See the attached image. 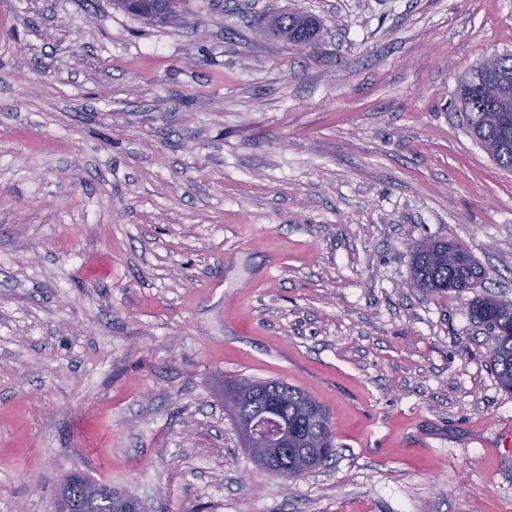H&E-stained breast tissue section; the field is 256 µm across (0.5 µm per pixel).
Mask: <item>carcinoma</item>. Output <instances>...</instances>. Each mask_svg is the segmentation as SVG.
<instances>
[{"instance_id": "cac0c4a2", "label": "carcinoma", "mask_w": 512, "mask_h": 512, "mask_svg": "<svg viewBox=\"0 0 512 512\" xmlns=\"http://www.w3.org/2000/svg\"><path fill=\"white\" fill-rule=\"evenodd\" d=\"M115 6L140 17L155 20L171 17L179 10L181 0H113ZM279 38L297 47L312 44L321 23L318 19L300 13H285L275 17ZM500 70L481 71L474 65L458 90L457 103L467 126L481 146L503 168H512V130L506 132L491 118L501 104L512 101V89L501 81L512 80V54L497 56ZM412 280L416 287L433 293L462 292L474 287L486 275L485 270L460 244L449 239H437L420 245L411 254ZM471 318L488 330L491 342L489 360L497 381L504 390L512 392V300L482 297L469 306ZM259 390L248 411L255 412L267 399L278 402L281 415L293 428L290 437L288 468L297 465L298 453L305 449L309 460L305 470H312L333 457L334 438L329 415L324 406L302 389L278 380H253ZM81 481L69 482L71 499L76 512H118L123 491L112 490V495L101 500H85L80 496Z\"/></svg>"}]
</instances>
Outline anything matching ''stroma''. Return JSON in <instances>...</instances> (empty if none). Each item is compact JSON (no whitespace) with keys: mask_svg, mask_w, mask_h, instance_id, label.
Masks as SVG:
<instances>
[{"mask_svg":"<svg viewBox=\"0 0 512 512\" xmlns=\"http://www.w3.org/2000/svg\"><path fill=\"white\" fill-rule=\"evenodd\" d=\"M323 23L299 50L265 30ZM512 0H0V512L67 474L144 512H512V394L468 314L512 299V172L454 108ZM459 242L477 287H410ZM328 411L284 484L228 377ZM139 2L133 7L132 2ZM181 0H113L118 8H122L140 17L155 20L171 17L179 10Z\"/></svg>","mask_w":512,"mask_h":512,"instance_id":"obj_1","label":"stroma"}]
</instances>
